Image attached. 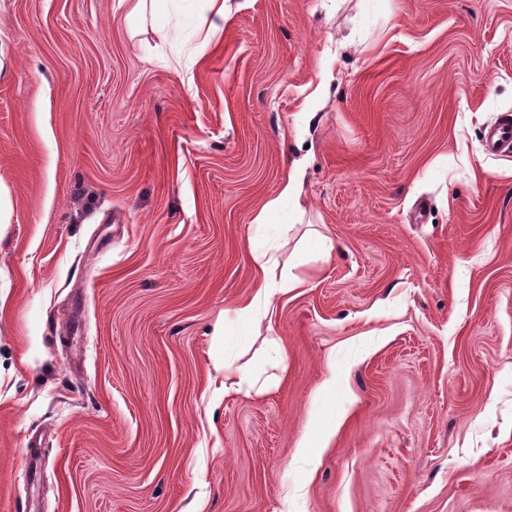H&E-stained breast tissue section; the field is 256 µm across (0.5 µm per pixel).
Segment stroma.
I'll return each instance as SVG.
<instances>
[{"label": "stroma", "mask_w": 512, "mask_h": 512, "mask_svg": "<svg viewBox=\"0 0 512 512\" xmlns=\"http://www.w3.org/2000/svg\"><path fill=\"white\" fill-rule=\"evenodd\" d=\"M228 4L0 0V512H512V0ZM486 150L493 155L512 154V113H502L486 138ZM303 175L304 170L302 166L293 164L281 183L279 193L266 199L255 214L253 223L257 227L265 226L269 216L281 210L286 203L291 205L295 212H303L300 200V187ZM252 255L256 268L262 273V276L257 280L251 298L235 311V320L230 321L224 312L223 320L216 324L214 334L223 337L224 340L230 335L229 327L232 324L242 327L258 326V322L270 316L273 313L272 302L275 294H285L304 285V280L293 275L286 266L279 283L268 282L267 271L277 268L280 264L276 250L253 248ZM259 382L253 368L249 364H236L234 361L224 362V391L240 392L246 387V394H249Z\"/></svg>", "instance_id": "obj_1"}]
</instances>
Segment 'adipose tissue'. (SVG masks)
I'll return each mask as SVG.
<instances>
[{"instance_id":"ef3b65f1","label":"adipose tissue","mask_w":512,"mask_h":512,"mask_svg":"<svg viewBox=\"0 0 512 512\" xmlns=\"http://www.w3.org/2000/svg\"><path fill=\"white\" fill-rule=\"evenodd\" d=\"M304 170L300 165H293L281 183L276 196L265 200L254 216L256 226H265L271 214L278 212L284 205H291L293 210H300V187ZM253 261L260 271L261 276L257 280L251 298L239 307L235 312L234 320H221L215 326V333L221 337H228L231 324L253 327L262 319L272 313V302L275 294H285L296 288L302 287L303 281L291 272H283L280 282L271 283L266 278L268 270L277 268L280 258L277 252L271 249L256 248L252 251Z\"/></svg>"}]
</instances>
